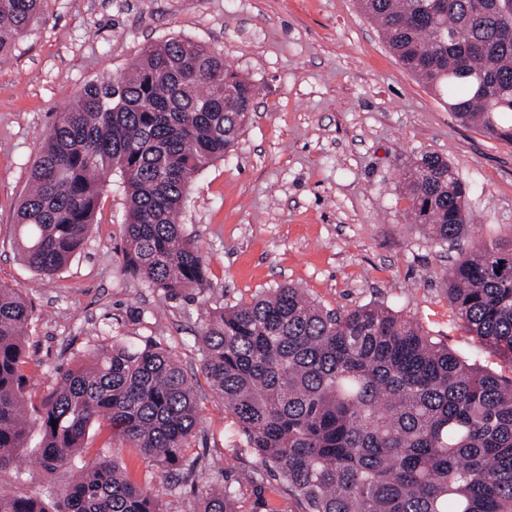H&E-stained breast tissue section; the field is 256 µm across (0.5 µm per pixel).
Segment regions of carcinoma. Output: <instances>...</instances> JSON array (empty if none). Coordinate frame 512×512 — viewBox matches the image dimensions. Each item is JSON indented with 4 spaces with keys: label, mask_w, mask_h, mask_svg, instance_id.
<instances>
[{
    "label": "carcinoma",
    "mask_w": 512,
    "mask_h": 512,
    "mask_svg": "<svg viewBox=\"0 0 512 512\" xmlns=\"http://www.w3.org/2000/svg\"><path fill=\"white\" fill-rule=\"evenodd\" d=\"M42 0H0V58ZM402 65L448 93V109L512 146V0H359ZM232 90L224 100V88ZM255 85L210 47L168 39L119 77L88 82L58 113L16 212L27 265L54 276L78 255L99 196L120 175L125 270L170 296L206 290V257L178 216L206 165L244 132ZM413 223L439 243L466 234L468 188L434 153L403 178ZM466 333L512 359V239L473 247L443 271ZM33 306L0 284V470L26 446L24 331ZM201 370L247 447L279 484L249 471L208 488L198 512H512V377L470 364L382 304L333 311L291 285L216 307L195 337ZM39 464L126 445L188 478L199 426L191 380L162 343L93 347L42 400ZM57 426H52V422ZM0 512H164L149 481L104 457L50 501L0 490Z\"/></svg>",
    "instance_id": "cac0c4a2"
}]
</instances>
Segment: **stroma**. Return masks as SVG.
I'll return each instance as SVG.
<instances>
[{"label":"stroma","mask_w":512,"mask_h":512,"mask_svg":"<svg viewBox=\"0 0 512 512\" xmlns=\"http://www.w3.org/2000/svg\"><path fill=\"white\" fill-rule=\"evenodd\" d=\"M210 46L257 88L248 125L193 180L180 217L208 258L209 288L164 295L123 270L124 195L106 186L80 253L40 276L14 243L30 170L60 110L86 83L122 73L152 43ZM446 159L468 188V232L441 245L414 224L402 180L416 157ZM512 238V146L457 120L443 96L397 60L357 0H42L38 23L0 62V284L23 291L30 421L59 369L120 340L162 342L193 383L202 428L192 479L116 451L153 480L165 512H197L204 488L258 468L200 367L194 343L212 308L283 284L333 310L379 303L415 317L435 341L512 377V359L462 328L441 274L479 243ZM0 471V488L43 495L76 467L47 475L32 449Z\"/></svg>","instance_id":"35a3bbf8"}]
</instances>
